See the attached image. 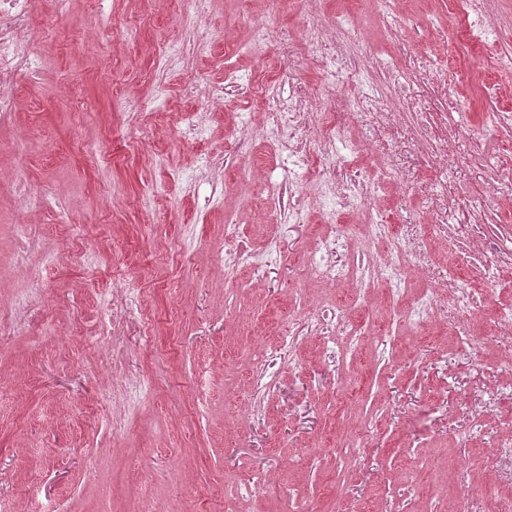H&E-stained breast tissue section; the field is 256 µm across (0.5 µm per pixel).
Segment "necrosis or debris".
Returning <instances> with one entry per match:
<instances>
[{"label":"necrosis or debris","instance_id":"4bbe7bcc","mask_svg":"<svg viewBox=\"0 0 512 512\" xmlns=\"http://www.w3.org/2000/svg\"><path fill=\"white\" fill-rule=\"evenodd\" d=\"M32 9V0H0L1 120L13 110L18 76L39 67L25 38ZM459 25L480 47L481 62H452L449 72L477 97L497 100L500 87L483 75L511 69L512 51L498 41L501 17L493 0H453L448 27L439 30V39ZM360 39L354 12L328 23L303 18L293 34L275 32L263 23L252 26L253 45L273 40L288 61L318 63L332 77L358 73L366 79V91L337 104L335 111H316L312 87L293 69L263 83L228 73L200 98L210 109L227 95L268 105L265 137L275 152L286 155L290 173L284 180H266V193L281 199V221L297 222L311 203L318 204L327 220L307 254L315 281L330 287L350 284L359 307L367 305L374 289H385L400 306L405 332L420 334L440 323L461 343L474 344L471 320L481 300L495 294L500 271L512 267V232L488 221L492 212L512 205V165L487 149L501 133H512V107L486 113L481 127H474L472 114L457 111L455 100L440 111L424 95L437 68L425 61L419 40L402 39L396 45L409 64L408 86L398 90L379 82L387 61L359 50ZM342 146L366 152L369 163L362 176L352 177L337 164ZM385 183L404 186L409 203L394 211L383 207L379 190ZM344 211L351 220L340 234L333 219ZM457 241L467 243L481 265L480 289L466 287L448 266V250ZM357 243L365 247V257H352L350 248ZM224 253L233 266L261 268L277 260L280 248L272 239L259 248L247 246L238 225L228 224ZM98 314L113 352L122 355L133 317L126 291L113 290ZM363 333L361 321L342 307L328 305L318 313L299 310L288 322L287 349L295 351L311 335L333 345L342 339L355 345Z\"/></svg>","mask_w":512,"mask_h":512}]
</instances>
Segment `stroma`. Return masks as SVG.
<instances>
[{"mask_svg": "<svg viewBox=\"0 0 512 512\" xmlns=\"http://www.w3.org/2000/svg\"><path fill=\"white\" fill-rule=\"evenodd\" d=\"M360 9L362 44L392 53L370 0H308L281 13L326 19ZM178 0H34L29 47L42 63L21 78L0 123V315L28 305L23 330L0 334V512H464L457 464L512 429L507 349L474 350L443 326L398 328L383 291L367 336L338 356L309 336L279 363L276 392L247 417L250 373L288 329V311L350 290L311 287L301 263L321 231L274 221L262 192L283 162H238L237 114L263 149L265 110L225 101L198 112L195 95L225 70L284 69L275 42L250 49L259 0H208L200 28L177 22ZM448 0H403L397 38L419 19L442 25ZM183 47L163 65L159 44ZM198 112L200 141L180 140ZM224 157L212 205L205 156ZM44 195L29 209L19 189ZM253 246L276 236L279 266L224 267V215ZM130 288L153 322L132 332L121 363L92 308ZM138 378L112 428L113 396ZM477 430L461 438V423Z\"/></svg>", "mask_w": 512, "mask_h": 512, "instance_id": "obj_1", "label": "stroma"}]
</instances>
